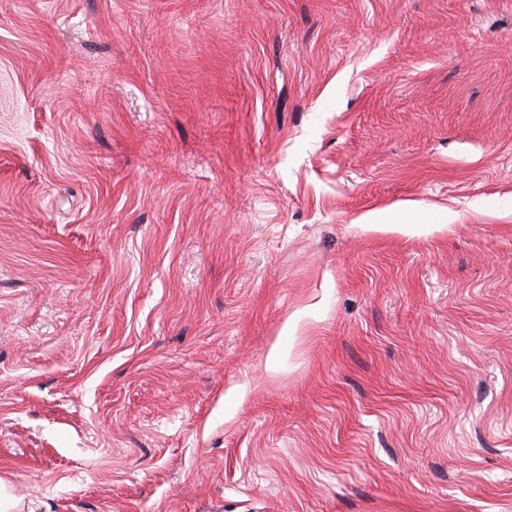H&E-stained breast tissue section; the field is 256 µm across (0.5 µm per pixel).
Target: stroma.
I'll return each instance as SVG.
<instances>
[{
	"instance_id": "stroma-1",
	"label": "stroma",
	"mask_w": 512,
	"mask_h": 512,
	"mask_svg": "<svg viewBox=\"0 0 512 512\" xmlns=\"http://www.w3.org/2000/svg\"><path fill=\"white\" fill-rule=\"evenodd\" d=\"M0 480L512 512V0H0Z\"/></svg>"
}]
</instances>
